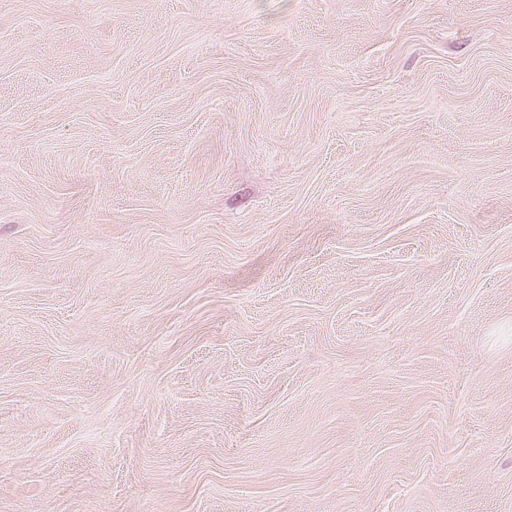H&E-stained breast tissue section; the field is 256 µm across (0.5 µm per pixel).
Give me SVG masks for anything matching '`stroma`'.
I'll list each match as a JSON object with an SVG mask.
<instances>
[{
	"mask_svg": "<svg viewBox=\"0 0 512 512\" xmlns=\"http://www.w3.org/2000/svg\"><path fill=\"white\" fill-rule=\"evenodd\" d=\"M0 512H512V0H0Z\"/></svg>",
	"mask_w": 512,
	"mask_h": 512,
	"instance_id": "obj_1",
	"label": "stroma"
}]
</instances>
